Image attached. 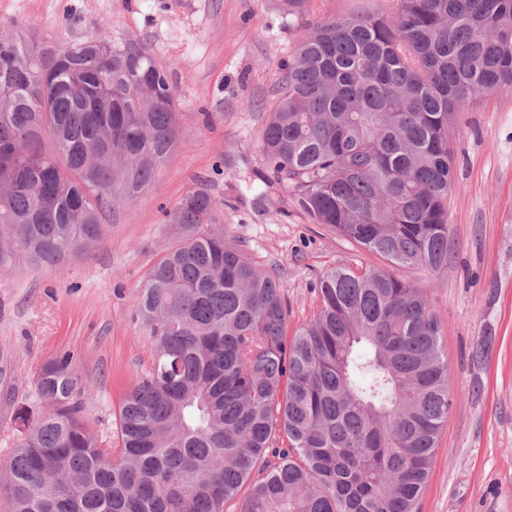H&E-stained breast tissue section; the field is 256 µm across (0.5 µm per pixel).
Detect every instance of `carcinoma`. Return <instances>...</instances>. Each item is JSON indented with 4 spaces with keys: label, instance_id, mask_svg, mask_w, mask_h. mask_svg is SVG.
Listing matches in <instances>:
<instances>
[{
    "label": "carcinoma",
    "instance_id": "1",
    "mask_svg": "<svg viewBox=\"0 0 512 512\" xmlns=\"http://www.w3.org/2000/svg\"><path fill=\"white\" fill-rule=\"evenodd\" d=\"M511 92L512 0H389L299 40L262 150L314 223L436 274L451 130L474 96ZM179 141L168 71L145 46L0 36L13 251L47 266L83 252ZM215 208L196 192L171 214L178 243L140 293L151 363L123 398L119 447L82 420L71 357L42 368L0 482L11 512H224L246 484L238 512H416L452 406L427 291L336 268L290 337L280 281L224 240Z\"/></svg>",
    "mask_w": 512,
    "mask_h": 512
}]
</instances>
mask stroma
<instances>
[{
    "mask_svg": "<svg viewBox=\"0 0 512 512\" xmlns=\"http://www.w3.org/2000/svg\"><path fill=\"white\" fill-rule=\"evenodd\" d=\"M387 0H0V35L25 28L56 47L107 33L148 46L170 76L181 141L135 200L105 212L102 234L59 267L21 253L0 266V470L20 434L14 415L43 364L71 353L88 425L117 441L126 391L149 364L139 291L178 241L165 211L207 191L229 244L280 280L288 329L321 307L320 277L388 266L299 207L262 152V132L297 42L323 18ZM452 146L448 267L392 268L427 289L439 320L453 405L419 512H512V93L480 95Z\"/></svg>",
    "mask_w": 512,
    "mask_h": 512,
    "instance_id": "35a3bbf8",
    "label": "stroma"
}]
</instances>
